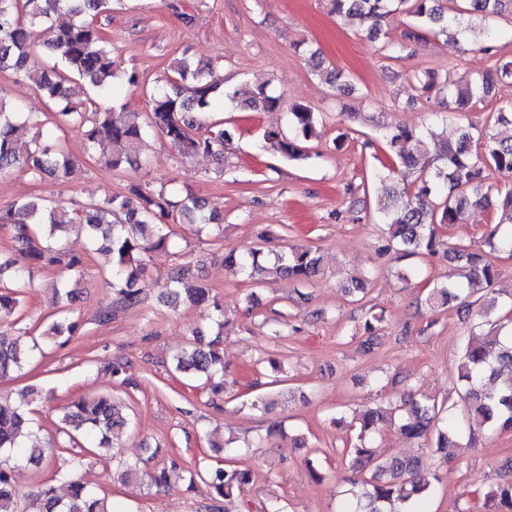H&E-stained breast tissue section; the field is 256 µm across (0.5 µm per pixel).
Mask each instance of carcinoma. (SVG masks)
<instances>
[{
	"label": "carcinoma",
	"mask_w": 512,
	"mask_h": 512,
	"mask_svg": "<svg viewBox=\"0 0 512 512\" xmlns=\"http://www.w3.org/2000/svg\"><path fill=\"white\" fill-rule=\"evenodd\" d=\"M124 0H0V71L26 77L37 85L56 107L53 119L45 122L34 112H19L0 101V177L25 173L35 181L47 178L60 183L73 181L76 163L63 151H52L49 141L53 129L62 126L82 131L88 147L108 168L139 166L137 145L150 131L160 134L183 158L200 154L224 161V147L232 133L224 123L211 118L213 104L222 98L224 106L261 111H285L288 132L277 128L264 131L262 148L287 161H305L311 155L301 143L318 136L319 115L300 103H287L263 83L253 95L240 101L236 93L222 87L217 67L212 63H192L177 59L170 65L166 87L145 90L149 112H115L108 96L118 82L139 85L141 75L134 67H125L108 46L100 14ZM330 13L357 16L367 23L368 34L385 38L388 58L401 45L388 38L390 19L410 18L401 39L415 41L429 33L457 34L477 32L484 48L497 49L499 32L489 21L499 15H512V0H328ZM54 22V39L45 45L53 57L52 67L35 77L29 61L33 51L34 29ZM413 80L426 92H432L446 104L454 100L458 111L485 97L495 84L512 82V60L500 61L491 72L462 83H450L448 77L433 71L415 72ZM36 128L29 140L17 136L18 122ZM499 124H512V103L506 104L483 124L478 136L473 125L457 127L455 140L432 144L418 127L399 125L384 135L386 155L391 164L377 173L378 213L385 226L381 251L395 250L397 259L438 257L453 269L445 282H436L425 297L431 308L445 307L458 300L476 309L480 326L462 348L457 379L459 398L464 407L462 421L452 419V407L424 395L386 407L355 412L347 427L353 438L347 449L350 466L358 476L352 484L351 512H420L418 504L427 498L437 476L425 472L420 458L389 456L376 444V435L385 427L395 428L404 437L420 443L435 454L449 448L463 449L460 429L470 432L481 428L512 430V294L502 301L488 295L498 279L495 258L512 254V185L489 182L495 171L512 177V139L494 133ZM482 148L471 150L474 139ZM122 144L121 152L114 146ZM414 173L409 191L397 195L390 186L391 175ZM493 206L498 222L487 239V249L448 244L439 229L457 222L467 207ZM179 213L186 224L216 226L220 214L203 198L182 197L175 189L161 185L149 189L140 184L127 192L85 204L68 206L54 198H31L0 208V226L17 224L15 253L0 254V378L23 371L44 348L62 344L72 336L79 323L63 313L48 323L39 336L17 328L26 289L34 273L64 265L68 276L61 281L59 294L72 302L76 289L69 288L72 278L81 275L84 259L62 246V234L73 224L82 225L91 244L107 252L111 260L110 287L114 298L99 311V321H109L118 311L143 302L145 284L140 275L156 253H167L173 246L167 219ZM261 251L224 254V267L233 275L254 282L273 272L288 280L307 282L320 273V256L312 249H293L274 253L273 266L260 260ZM192 274L190 264L175 268L170 282L160 293L163 303L202 306L212 303L211 320L217 327L216 339L208 342L203 332L192 331L189 344L172 356L173 370L188 378L204 379L210 394L218 397L224 389V358L216 344L223 336L227 321L223 310L212 300L210 288L200 285L184 291L183 280ZM382 317L370 310L360 320L357 332L366 336L362 346L370 347L372 336ZM511 373L498 382L503 371ZM41 398L33 387L21 390L12 404L0 403V512H106L105 499L78 478L67 481L61 495L53 484H45L25 496L18 508V493L12 478V462L24 460L40 464L44 448L33 440L32 406ZM125 406L111 395L82 397L71 403L60 418L61 429L71 439L88 443L87 451L106 457L128 425ZM496 483L483 494L481 512H512V461L501 468ZM208 485L215 494L230 499L242 493L250 483V472L225 461L208 471Z\"/></svg>",
	"instance_id": "1"
}]
</instances>
